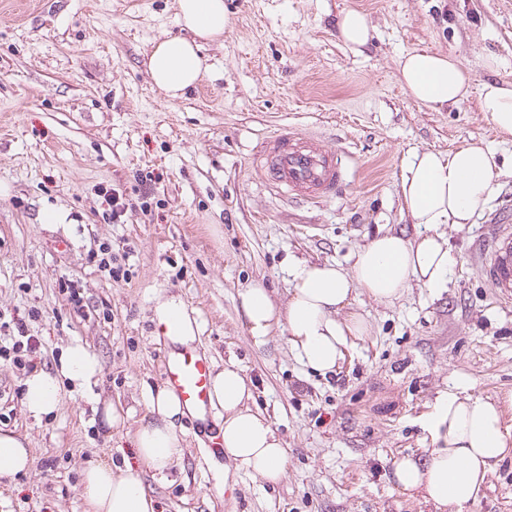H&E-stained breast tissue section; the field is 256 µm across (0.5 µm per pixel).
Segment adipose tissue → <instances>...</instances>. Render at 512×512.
Listing matches in <instances>:
<instances>
[{
	"mask_svg": "<svg viewBox=\"0 0 512 512\" xmlns=\"http://www.w3.org/2000/svg\"><path fill=\"white\" fill-rule=\"evenodd\" d=\"M177 19L186 36L158 42L147 63L154 84L173 99L203 77L201 43L219 40L230 24L224 0H178ZM396 80L413 99L436 111L478 91L496 132L512 138V86L490 80L473 87L470 74L453 57L424 50L399 60ZM500 174L495 151L485 146L472 144L452 154L412 152L403 165L399 195L424 233L414 238L401 231L376 234L357 249L348 269L289 258L290 288L284 303H276L259 281L239 293L251 336L260 340L275 326H285L288 345L304 368L323 375L334 372L347 350L368 332L362 315L349 309L354 291L384 305L394 304L415 286L436 296L445 292L454 258L443 228L472 223L494 196ZM154 319L172 343L183 346L197 338V323L180 297L159 299ZM98 371L97 358L83 344L72 343L61 354L57 372H37L25 379L23 405L37 419L51 414L60 403L61 379L83 390ZM209 398L212 407L224 412L218 433L225 455L238 469L280 482L287 473V449L269 419L254 408L243 370L231 363L212 375ZM186 414L169 387L148 394L147 414L131 437L143 470L162 476L182 461ZM511 414L512 391L492 398L462 390L442 394L423 420L433 437L432 448L395 459L396 484L430 512H464L500 463L512 459V425L506 422ZM142 472L104 461L89 465L82 485L91 512H156Z\"/></svg>",
	"mask_w": 512,
	"mask_h": 512,
	"instance_id": "1",
	"label": "adipose tissue"
}]
</instances>
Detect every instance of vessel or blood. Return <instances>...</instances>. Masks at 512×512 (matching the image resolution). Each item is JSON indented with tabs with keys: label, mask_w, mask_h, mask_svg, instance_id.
Returning <instances> with one entry per match:
<instances>
[{
	"label": "vessel or blood",
	"mask_w": 512,
	"mask_h": 512,
	"mask_svg": "<svg viewBox=\"0 0 512 512\" xmlns=\"http://www.w3.org/2000/svg\"><path fill=\"white\" fill-rule=\"evenodd\" d=\"M259 171L272 188L286 196H301L320 203L342 190L351 177L335 148L322 145L308 134L285 127L264 141ZM480 273L499 299L512 300V226L494 225L481 243ZM208 360L192 347L168 355L165 376L169 386L195 414L210 411Z\"/></svg>",
	"instance_id": "b4317fda"
}]
</instances>
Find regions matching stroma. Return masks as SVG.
<instances>
[{"label":"stroma","instance_id":"35a3bbf8","mask_svg":"<svg viewBox=\"0 0 512 512\" xmlns=\"http://www.w3.org/2000/svg\"><path fill=\"white\" fill-rule=\"evenodd\" d=\"M231 24L203 43L207 71L182 97L158 89L146 59L181 35L177 0H0V317L41 342L54 371L78 341L101 367L85 391L61 383L56 413L23 406L27 367L0 358V430L26 437L32 466L0 478V512H89L82 473L131 460L149 390L164 386L173 345L159 337V297L182 298L214 370L233 363L288 449L276 485L236 470L216 445L217 415L184 417L187 450L166 480L146 477L159 512H426L392 479V461L421 455L422 425L456 387L512 390V302L476 265L490 219L512 203V140L501 141L478 96L442 111L395 80L402 55L442 52L475 83L512 84V0H224ZM375 28L355 51L342 12ZM292 125L338 148L353 174L336 199L274 195L256 175L265 136ZM475 143L501 161L499 188L473 223L445 226L455 264L448 289L411 288L394 305L356 292L368 333L335 373L303 368L285 328L255 341L238 308L248 282L287 296L288 259L351 268L377 231L415 235L398 184L416 150ZM125 190L113 220L103 192ZM69 243L67 250L54 246ZM124 256L126 279L100 271L101 244ZM77 282L75 310L59 283ZM127 412L122 429L94 422L91 402ZM466 512H512V460Z\"/></svg>","mask_w":512,"mask_h":512}]
</instances>
